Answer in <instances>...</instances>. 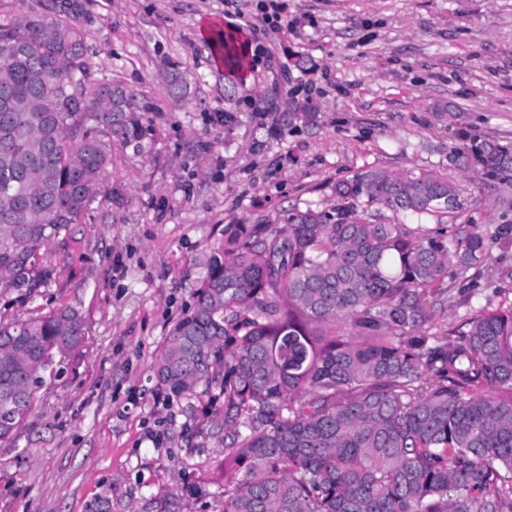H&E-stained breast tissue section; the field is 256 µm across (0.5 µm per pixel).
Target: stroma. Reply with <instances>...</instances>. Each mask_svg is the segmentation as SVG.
<instances>
[{
	"instance_id": "35a3bbf8",
	"label": "stroma",
	"mask_w": 512,
	"mask_h": 512,
	"mask_svg": "<svg viewBox=\"0 0 512 512\" xmlns=\"http://www.w3.org/2000/svg\"><path fill=\"white\" fill-rule=\"evenodd\" d=\"M259 2L81 0L92 82L123 81L156 110L143 151L113 145L105 190L49 249L52 281L30 299L0 293L1 320L68 304L85 332L73 371L39 389L0 445V512H224L223 448L187 439L189 400L152 372L192 302L191 260L225 225L283 223L363 166L444 169L466 135L512 144V0H276L277 30ZM206 24L247 39L243 84L230 85ZM173 74L187 86L177 101ZM292 89L318 103L316 125L284 126ZM460 202L455 220L512 224V177L466 183ZM504 265L512 247L493 248L474 306L512 302Z\"/></svg>"
}]
</instances>
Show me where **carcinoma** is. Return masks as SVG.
Segmentation results:
<instances>
[{
  "instance_id": "1",
  "label": "carcinoma",
  "mask_w": 512,
  "mask_h": 512,
  "mask_svg": "<svg viewBox=\"0 0 512 512\" xmlns=\"http://www.w3.org/2000/svg\"><path fill=\"white\" fill-rule=\"evenodd\" d=\"M245 58L226 37L224 69ZM90 78L77 12L0 23L5 293L31 299L53 279L48 249L100 193L112 142L143 148L152 100L113 81L91 102ZM283 120L313 126L317 107L290 91ZM448 169L504 176L512 146L467 136ZM330 189L283 225H224L193 259L191 306L154 365L167 395L201 405L191 436L224 445V512H512V304L471 306L512 225L445 224L462 185L436 169L364 166ZM450 305L468 306L461 325L428 334ZM83 343L70 306L0 321V441L61 377L44 360L62 370Z\"/></svg>"
}]
</instances>
